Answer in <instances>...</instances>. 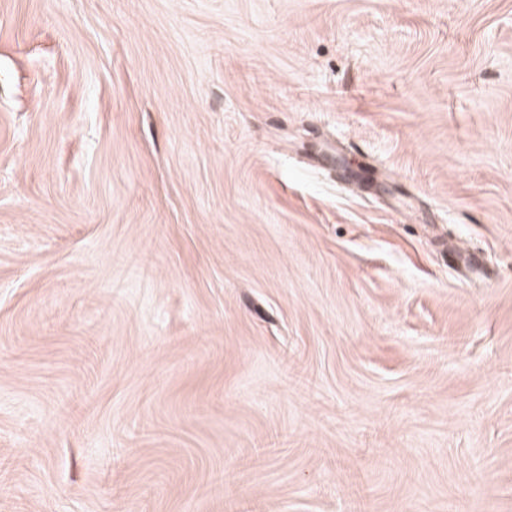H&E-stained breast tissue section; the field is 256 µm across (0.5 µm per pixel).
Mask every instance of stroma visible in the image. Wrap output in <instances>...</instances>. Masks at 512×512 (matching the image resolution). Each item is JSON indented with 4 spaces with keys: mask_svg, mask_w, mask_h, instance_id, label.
Masks as SVG:
<instances>
[{
    "mask_svg": "<svg viewBox=\"0 0 512 512\" xmlns=\"http://www.w3.org/2000/svg\"><path fill=\"white\" fill-rule=\"evenodd\" d=\"M0 512H512V0H0Z\"/></svg>",
    "mask_w": 512,
    "mask_h": 512,
    "instance_id": "stroma-1",
    "label": "stroma"
}]
</instances>
